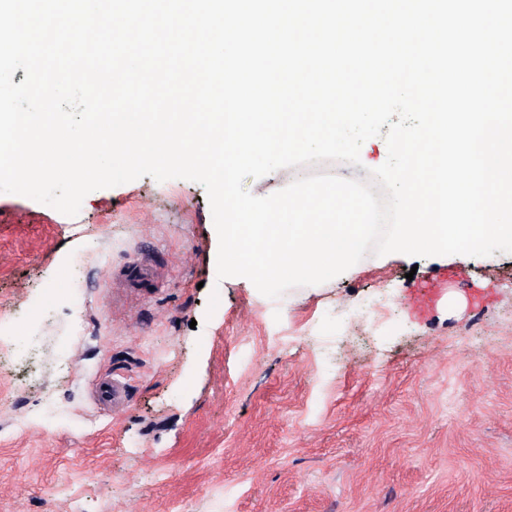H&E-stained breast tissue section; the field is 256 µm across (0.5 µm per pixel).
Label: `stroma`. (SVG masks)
<instances>
[{
	"instance_id": "35a3bbf8",
	"label": "stroma",
	"mask_w": 512,
	"mask_h": 512,
	"mask_svg": "<svg viewBox=\"0 0 512 512\" xmlns=\"http://www.w3.org/2000/svg\"><path fill=\"white\" fill-rule=\"evenodd\" d=\"M217 251L191 180L0 193V512H512V252L270 299ZM99 402L109 405L112 409L122 408L127 401V391L124 383L117 379H103L97 387Z\"/></svg>"
}]
</instances>
